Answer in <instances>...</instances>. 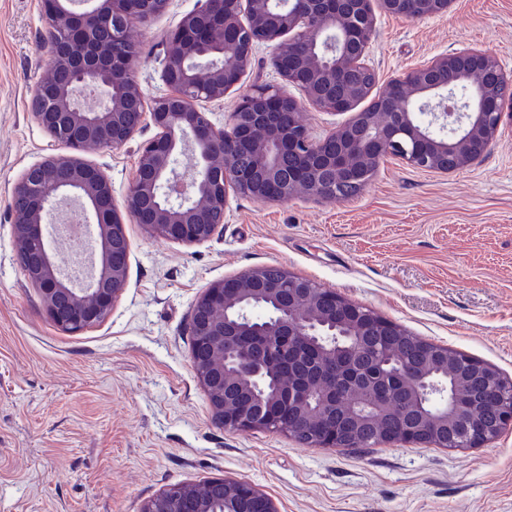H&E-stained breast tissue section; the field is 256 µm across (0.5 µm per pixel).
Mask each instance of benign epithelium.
<instances>
[{"label": "benign epithelium", "mask_w": 512, "mask_h": 512, "mask_svg": "<svg viewBox=\"0 0 512 512\" xmlns=\"http://www.w3.org/2000/svg\"><path fill=\"white\" fill-rule=\"evenodd\" d=\"M173 0H41L45 74L29 110L69 150L27 167L14 183L13 238L27 250L18 262L54 324L75 332L102 321L128 276L126 225L183 244L209 240L224 224L233 198L263 202L328 198L336 187L364 188L382 159L448 173L481 160L512 124V77L495 58L458 49L409 71L403 96L375 97L370 106L322 138L298 121L299 102L278 86L242 96L218 128L202 101H217L237 85L257 47L273 43L274 65L285 83L327 112H349L377 84L364 63L376 12L408 19L445 14L453 0H205L164 38L161 76L167 92L150 100L135 77L140 50L131 21L149 23ZM362 74L370 80L359 79ZM93 87L105 101L91 109L79 99ZM157 129L139 148L118 210L112 181L82 153L119 149L145 121ZM191 149L192 173L178 172ZM74 203L94 217L97 236L83 260L64 264L50 246L54 210ZM191 362L205 390L213 422L226 431L282 433L309 448L355 442L371 426L376 443L477 448L512 426V381L490 366L458 359L415 338L416 370L395 358L404 329L282 266H265L214 281L197 298L190 319ZM367 357L393 377L412 373V421H391L392 409L356 377L348 381L347 421H338L336 389L319 374L274 375V363L334 358L336 350ZM224 512H277L249 483L221 479ZM210 484H176L143 512H213Z\"/></svg>", "instance_id": "benign-epithelium-1"}]
</instances>
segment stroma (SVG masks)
<instances>
[{
    "instance_id": "35a3bbf8",
    "label": "stroma",
    "mask_w": 512,
    "mask_h": 512,
    "mask_svg": "<svg viewBox=\"0 0 512 512\" xmlns=\"http://www.w3.org/2000/svg\"><path fill=\"white\" fill-rule=\"evenodd\" d=\"M204 0H173L136 25L146 97L165 92L164 37ZM41 0H0V512H142L175 484L233 479L278 512H512V428L480 448H306L271 431L216 426L191 364L190 316L213 281L279 265L414 335L512 379V132L452 173L381 161L345 199L232 200L208 241L186 245L128 225L127 286L100 323L59 329L17 261L9 198L22 171L63 148L31 116L46 69ZM464 47L512 77V0H455L422 20L376 16L365 62L379 86ZM259 46L239 84L207 103L223 125L242 96L280 85ZM140 127L84 157L123 200Z\"/></svg>"
}]
</instances>
